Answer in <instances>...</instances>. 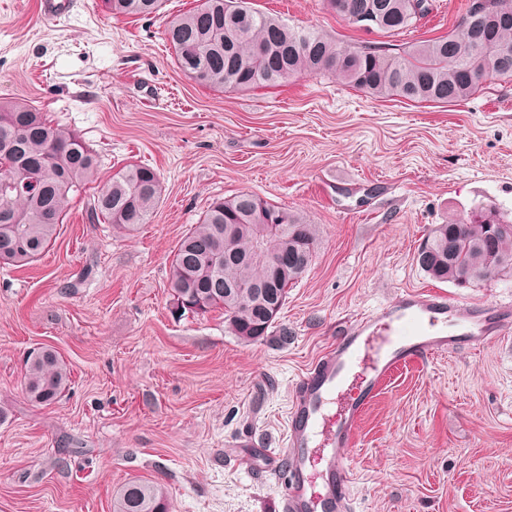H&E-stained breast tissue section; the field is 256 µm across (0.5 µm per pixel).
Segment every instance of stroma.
<instances>
[{
	"label": "stroma",
	"instance_id": "obj_1",
	"mask_svg": "<svg viewBox=\"0 0 512 512\" xmlns=\"http://www.w3.org/2000/svg\"><path fill=\"white\" fill-rule=\"evenodd\" d=\"M346 44L382 43L324 0H251ZM0 0V97L24 98L79 133L105 174L153 167L163 200L128 234L70 211L25 269L0 268V512H111L136 477L171 512H279L266 448L284 445L292 383L343 326L403 290L467 306L512 301V278L459 288L415 252L431 225L494 208L512 219V81L455 103L375 98L328 77L224 92L184 76L164 42L165 0L145 20L73 0ZM468 0H434L403 41L447 35ZM245 191L320 228L316 258L260 342L220 313L177 309L175 247L209 203ZM68 361L61 400L31 405L24 360ZM350 453L353 512H512V328L400 371L365 412Z\"/></svg>",
	"mask_w": 512,
	"mask_h": 512
}]
</instances>
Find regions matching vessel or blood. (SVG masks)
Segmentation results:
<instances>
[{
  "label": "vessel or blood",
  "mask_w": 512,
  "mask_h": 512,
  "mask_svg": "<svg viewBox=\"0 0 512 512\" xmlns=\"http://www.w3.org/2000/svg\"><path fill=\"white\" fill-rule=\"evenodd\" d=\"M512 326V304L466 307L441 292L406 290L351 322L291 386L285 446L268 472L284 476L282 512H350L358 422L402 366L495 342Z\"/></svg>",
  "instance_id": "1"
}]
</instances>
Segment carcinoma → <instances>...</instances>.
I'll list each match as a JSON object with an SVG mask.
<instances>
[{"mask_svg":"<svg viewBox=\"0 0 512 512\" xmlns=\"http://www.w3.org/2000/svg\"><path fill=\"white\" fill-rule=\"evenodd\" d=\"M349 24L389 37L417 27L433 10L432 0H326ZM115 15L150 19L163 0H105ZM473 44L456 46V31L406 46L343 45L313 29L295 27L262 12L248 0H198L191 10L165 23L164 36L177 67L200 86L226 92L280 86L300 76L329 75L374 97L396 96L423 103L469 99L482 84L512 80V0H491V11L471 22ZM91 184L98 191L89 204L92 222L127 233L148 223L162 202L157 171L130 162L102 179L101 160L82 137L27 99L0 98V265L18 268L38 261L54 244L74 200ZM281 217V234L269 238L288 251V263L270 269L260 262L241 264L253 254L260 225ZM239 225L224 238V225ZM467 220L432 225L415 255L432 279L462 287L460 272L475 274L473 286L512 276V220L502 216L491 241L464 232ZM319 227L251 193L213 200L174 251L168 283L180 310L218 311L235 336L261 341L275 320L271 305L285 306L288 289L309 270ZM69 363L55 349L33 350L25 363L24 393L34 406L58 402L70 388ZM112 512H170L165 486L151 478L126 482L112 497Z\"/></svg>","mask_w":512,"mask_h":512,"instance_id":"carcinoma-1","label":"carcinoma"}]
</instances>
